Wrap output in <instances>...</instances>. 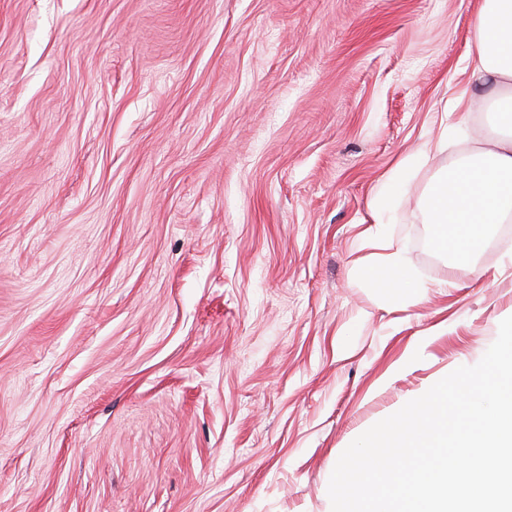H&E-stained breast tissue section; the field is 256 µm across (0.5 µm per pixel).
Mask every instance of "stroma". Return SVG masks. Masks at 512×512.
Instances as JSON below:
<instances>
[{"instance_id":"35a3bbf8","label":"stroma","mask_w":512,"mask_h":512,"mask_svg":"<svg viewBox=\"0 0 512 512\" xmlns=\"http://www.w3.org/2000/svg\"><path fill=\"white\" fill-rule=\"evenodd\" d=\"M482 0H0V512H332L512 316L419 200ZM416 285L366 280L370 199ZM419 348L410 369L392 374ZM428 158L425 150H419L401 159L386 174L382 190L370 202V215L373 224H386L390 218L387 193L405 191L408 185V174L423 165Z\"/></svg>"}]
</instances>
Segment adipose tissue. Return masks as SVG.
Listing matches in <instances>:
<instances>
[{
  "mask_svg": "<svg viewBox=\"0 0 512 512\" xmlns=\"http://www.w3.org/2000/svg\"><path fill=\"white\" fill-rule=\"evenodd\" d=\"M475 30L467 86L452 107L464 114L476 107L491 113L499 132L481 149L460 154L444 168L420 207L424 223L434 228L436 248L461 257L482 248L484 227L512 222V0H484ZM427 158L420 150L389 170L382 192L369 205L373 223L387 222L388 193L405 191L409 173ZM366 271L376 287L392 293L414 285L398 251L384 253Z\"/></svg>",
  "mask_w": 512,
  "mask_h": 512,
  "instance_id": "ef3b65f1",
  "label": "adipose tissue"
}]
</instances>
